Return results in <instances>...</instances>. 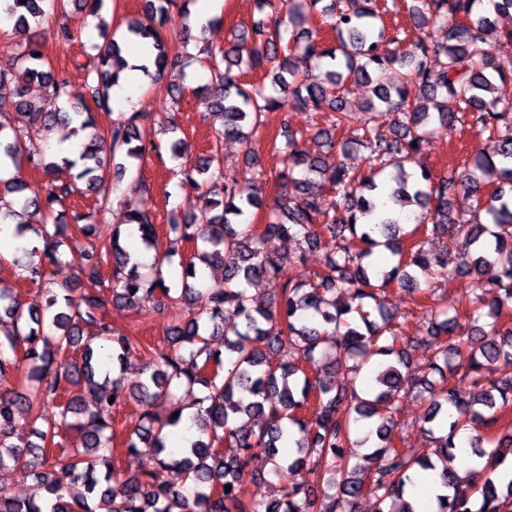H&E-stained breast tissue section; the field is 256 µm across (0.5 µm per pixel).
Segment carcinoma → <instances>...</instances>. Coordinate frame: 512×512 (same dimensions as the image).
Returning a JSON list of instances; mask_svg holds the SVG:
<instances>
[{
    "label": "carcinoma",
    "instance_id": "cac0c4a2",
    "mask_svg": "<svg viewBox=\"0 0 512 512\" xmlns=\"http://www.w3.org/2000/svg\"><path fill=\"white\" fill-rule=\"evenodd\" d=\"M45 0H0V11L15 29L33 32L19 63L0 68V87L12 85L19 97L17 119L0 120V162L18 170L23 164L50 169L45 153L22 140L18 122H37L46 130L62 124L72 135L86 133L80 159L85 161L77 179L98 188L107 168L103 153H121V175L143 159L146 148L140 113L122 112L108 133L94 131L86 104L108 102V90L128 67L116 32L98 25L103 47L95 60L80 64L82 90L74 91L67 73L44 65L40 28ZM144 16L127 22L128 40H152L154 52L140 66L149 72L166 70L162 31L174 17L175 0H145ZM253 0L251 25L218 51L208 50L211 83L196 91L207 106L221 111L223 129L209 147V155L179 170V188L196 192V200L212 213L207 224L178 220L171 211L165 237L195 243V251L180 262L181 284L169 283L149 208L117 213L112 236L92 243L81 275L66 274L62 248L74 234L88 235L98 221V208L70 203L75 189L52 185L44 197H18L8 207L0 203V224L17 222V235L41 226V256L21 266V277L31 283L51 280L42 311L22 304L11 287L0 286V375L25 362L26 385L0 395V481L16 475L33 479L24 498H0V512H352L357 499L375 497L377 512H414L403 500L408 472L415 466L436 469L442 463L441 486L448 493L437 497V512H512V478L496 472L512 456V434L491 440L482 449L478 432L491 429L512 407V328H498L506 309L512 308V99L498 96L497 68L492 59L490 32L512 41V28L494 29L495 22L480 14V0H414L409 15L419 29L416 39L407 29L387 25L388 5L380 0ZM332 19L336 32L331 44L311 27L315 15ZM462 23L445 41L433 39L430 29L448 16ZM273 67L270 83L241 81L245 73ZM390 68V85L374 87V99L364 107L365 119L344 106L348 84L372 81L371 72ZM43 85L55 98L64 99L57 112H41L24 99L25 86ZM299 110L325 115L327 127L315 136L325 151L309 156L289 127L282 130L288 149V169L299 168L300 178L289 177L285 193L271 209L262 231L246 222L249 210L260 203V185L243 187L224 170L222 140L236 139L247 156L260 162L256 143L247 130L259 125L262 113ZM467 123L498 138L492 155L477 153L455 176L436 177L421 169L409 184L405 163L421 152L429 136ZM360 146L373 164L365 174L350 169L338 154ZM396 168L402 180L385 185L382 173ZM328 184L334 197L326 200L312 192V178ZM471 201L470 218L451 217L452 200ZM419 207L411 231L453 240L463 236L473 251L457 257L455 272L470 275L493 272L491 285L478 282L465 297V313L448 314L434 290L421 280L448 274V251L425 249L413 242L405 248L403 225L390 205ZM69 206V222L49 224L55 206ZM137 231L145 248L155 252L154 271L144 274L141 264L124 244ZM293 239L310 248L328 238L330 257L322 273L301 269L305 251L283 265L269 247L273 238ZM384 247L397 262L380 273L369 261L374 249ZM109 265L103 281L102 264ZM224 268V284L197 287V265ZM270 277L283 280L280 302L265 304L250 294ZM397 283L432 302L426 309V342L433 354L424 370L414 372L406 347L398 345L404 322L385 307L378 291ZM179 294L189 306L188 318L171 328L165 350L144 345L136 338L116 336L106 320L109 305H132L157 295ZM486 321V326L479 325ZM333 351L331 365L337 376L326 381L310 377L319 347ZM80 352V358L69 352ZM132 354L145 357V378L125 383L124 371ZM377 358V370L368 396L356 387L362 370L357 358ZM119 371L95 380L103 360ZM439 376L424 409L427 429L448 427L434 438L430 455L391 442V414L403 399ZM192 396L196 434L179 458L168 446L185 407L180 394ZM57 402L53 417L45 414ZM133 401L140 407L139 427L125 440L128 453L143 457L137 476H120L112 467L116 432L112 412ZM355 403L354 422L371 420L375 428L356 435L351 422L336 416L339 405ZM21 418L35 426L42 444L20 448L8 442L12 424ZM462 429L476 432L469 445L486 459L485 475L466 482L448 468L456 449L454 438ZM63 430H73L71 448L60 456L49 445ZM379 443L363 461L351 463L346 448H361L371 437ZM175 469L189 493L157 479L162 470ZM299 469L333 494H311L308 481L290 486L277 501L250 490L259 470L279 474ZM81 485L79 498L70 489ZM230 492H225L226 486ZM480 508L472 509L474 500Z\"/></svg>",
    "mask_w": 512,
    "mask_h": 512
}]
</instances>
